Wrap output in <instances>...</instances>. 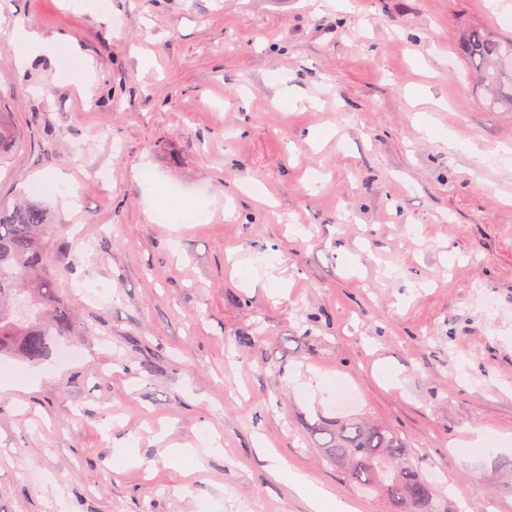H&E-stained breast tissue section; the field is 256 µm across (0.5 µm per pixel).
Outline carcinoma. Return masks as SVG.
Wrapping results in <instances>:
<instances>
[{
  "label": "carcinoma",
  "instance_id": "carcinoma-1",
  "mask_svg": "<svg viewBox=\"0 0 512 512\" xmlns=\"http://www.w3.org/2000/svg\"><path fill=\"white\" fill-rule=\"evenodd\" d=\"M467 60L499 84L512 72V39L472 33L462 46ZM54 225L37 204L0 203V355L38 365L73 335L76 323L46 266ZM327 461L366 493L387 500L390 512H444L437 484L389 429L363 421L318 428Z\"/></svg>",
  "mask_w": 512,
  "mask_h": 512
}]
</instances>
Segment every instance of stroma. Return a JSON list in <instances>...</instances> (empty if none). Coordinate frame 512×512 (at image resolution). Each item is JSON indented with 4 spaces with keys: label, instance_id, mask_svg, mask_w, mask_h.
I'll list each match as a JSON object with an SVG mask.
<instances>
[{
    "label": "stroma",
    "instance_id": "stroma-1",
    "mask_svg": "<svg viewBox=\"0 0 512 512\" xmlns=\"http://www.w3.org/2000/svg\"><path fill=\"white\" fill-rule=\"evenodd\" d=\"M506 15L0 0V202L58 181L47 262L78 320L66 354L0 358V380L36 379L0 391V512H309L279 461L387 512L314 434L350 416L439 472L454 512H512V110L458 52L512 39ZM19 20L66 57L19 67ZM173 186L206 223L161 216ZM476 427L500 450L470 447ZM206 435L221 453L172 461Z\"/></svg>",
    "mask_w": 512,
    "mask_h": 512
}]
</instances>
